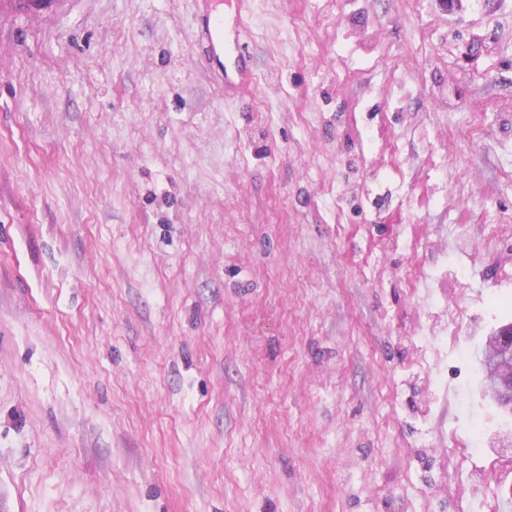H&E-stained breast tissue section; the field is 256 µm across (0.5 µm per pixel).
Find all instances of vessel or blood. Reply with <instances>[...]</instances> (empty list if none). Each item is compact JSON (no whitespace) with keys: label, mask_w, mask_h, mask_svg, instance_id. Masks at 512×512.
I'll use <instances>...</instances> for the list:
<instances>
[{"label":"vessel or blood","mask_w":512,"mask_h":512,"mask_svg":"<svg viewBox=\"0 0 512 512\" xmlns=\"http://www.w3.org/2000/svg\"><path fill=\"white\" fill-rule=\"evenodd\" d=\"M198 26L195 41L199 49L213 58L210 82L218 89L232 86L234 78L246 77L252 53L243 37L244 21L236 19L232 32L224 30V16L213 6V0H196Z\"/></svg>","instance_id":"obj_1"}]
</instances>
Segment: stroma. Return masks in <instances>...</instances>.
Returning <instances> with one entry per match:
<instances>
[{"mask_svg":"<svg viewBox=\"0 0 512 512\" xmlns=\"http://www.w3.org/2000/svg\"><path fill=\"white\" fill-rule=\"evenodd\" d=\"M0 0V512H507L512 0ZM198 6V26L195 41L199 49L216 62L214 69L208 70L210 82L218 89H228L234 85L233 78L246 79L252 53L243 37L244 21L238 14L233 25L232 48L224 52V15L213 7V0H196ZM512 325H506L501 327L497 332L496 336H502L499 338L500 342L494 348V352L499 355L500 364L495 367L493 376L495 378L494 394L497 398L501 399L503 405L512 404ZM505 360V361H504ZM508 400V404H505Z\"/></svg>","mask_w":512,"mask_h":512,"instance_id":"stroma-1","label":"stroma"}]
</instances>
